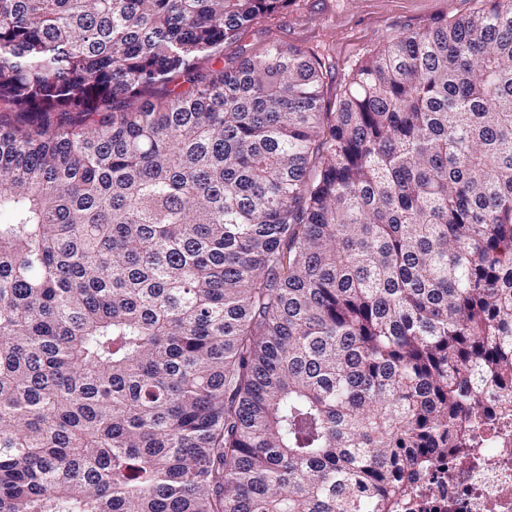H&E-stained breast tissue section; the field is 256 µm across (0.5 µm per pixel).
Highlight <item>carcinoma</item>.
<instances>
[{"label":"carcinoma","instance_id":"obj_1","mask_svg":"<svg viewBox=\"0 0 512 512\" xmlns=\"http://www.w3.org/2000/svg\"><path fill=\"white\" fill-rule=\"evenodd\" d=\"M288 0H0V512H394L512 389V0L322 63Z\"/></svg>","mask_w":512,"mask_h":512}]
</instances>
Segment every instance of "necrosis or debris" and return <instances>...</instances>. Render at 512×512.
Listing matches in <instances>:
<instances>
[{
  "label": "necrosis or debris",
  "instance_id": "1",
  "mask_svg": "<svg viewBox=\"0 0 512 512\" xmlns=\"http://www.w3.org/2000/svg\"><path fill=\"white\" fill-rule=\"evenodd\" d=\"M396 512H512V419L471 447L436 455Z\"/></svg>",
  "mask_w": 512,
  "mask_h": 512
}]
</instances>
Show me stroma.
<instances>
[{
    "label": "stroma",
    "mask_w": 512,
    "mask_h": 512,
    "mask_svg": "<svg viewBox=\"0 0 512 512\" xmlns=\"http://www.w3.org/2000/svg\"><path fill=\"white\" fill-rule=\"evenodd\" d=\"M474 0H289L288 5L243 31L224 47L233 63L276 41L319 56L327 74L325 101L337 102L348 75L394 34L438 18L469 14Z\"/></svg>",
    "instance_id": "35a3bbf8"
}]
</instances>
